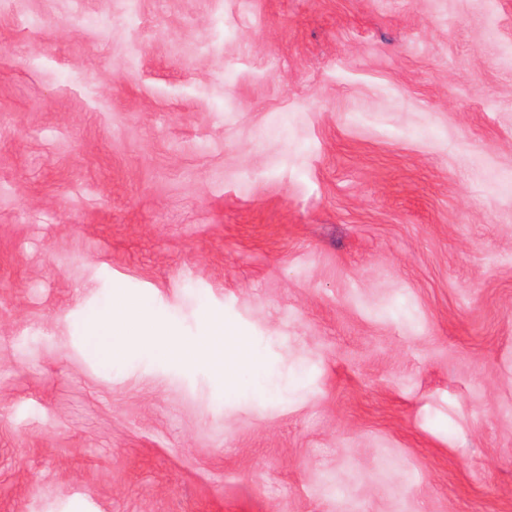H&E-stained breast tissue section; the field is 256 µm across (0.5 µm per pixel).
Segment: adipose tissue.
<instances>
[{"label": "adipose tissue", "instance_id": "ef3b65f1", "mask_svg": "<svg viewBox=\"0 0 512 512\" xmlns=\"http://www.w3.org/2000/svg\"><path fill=\"white\" fill-rule=\"evenodd\" d=\"M92 331L97 337H111L113 357L122 356L134 346L153 345L161 348L167 357L223 375L228 387L235 385L241 365L256 363L248 351L246 338L233 335L222 318L211 319L208 334L201 343L185 347L172 339L171 329L154 321L140 304L123 294L113 300L105 322L93 326Z\"/></svg>", "mask_w": 512, "mask_h": 512}]
</instances>
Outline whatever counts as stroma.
<instances>
[{"mask_svg":"<svg viewBox=\"0 0 512 512\" xmlns=\"http://www.w3.org/2000/svg\"><path fill=\"white\" fill-rule=\"evenodd\" d=\"M0 512H512V0H0ZM250 372L84 335L117 293Z\"/></svg>","mask_w":512,"mask_h":512,"instance_id":"35a3bbf8","label":"stroma"}]
</instances>
